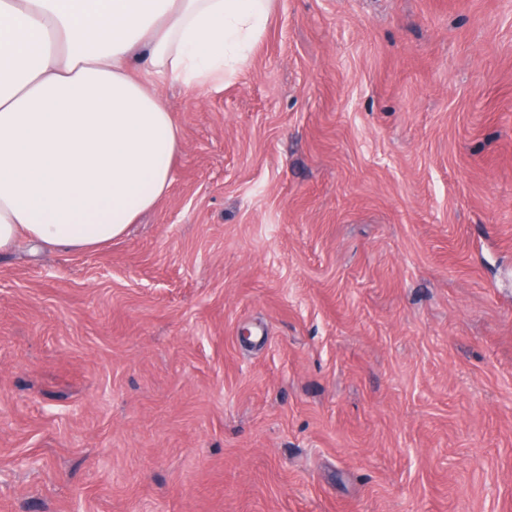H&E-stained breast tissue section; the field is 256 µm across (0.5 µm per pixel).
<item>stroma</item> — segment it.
I'll return each mask as SVG.
<instances>
[{
  "mask_svg": "<svg viewBox=\"0 0 512 512\" xmlns=\"http://www.w3.org/2000/svg\"><path fill=\"white\" fill-rule=\"evenodd\" d=\"M169 193L0 259V512H512V0H275Z\"/></svg>",
  "mask_w": 512,
  "mask_h": 512,
  "instance_id": "obj_1",
  "label": "stroma"
}]
</instances>
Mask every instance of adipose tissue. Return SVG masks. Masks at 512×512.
I'll return each instance as SVG.
<instances>
[{
	"label": "adipose tissue",
	"instance_id": "obj_1",
	"mask_svg": "<svg viewBox=\"0 0 512 512\" xmlns=\"http://www.w3.org/2000/svg\"><path fill=\"white\" fill-rule=\"evenodd\" d=\"M272 0H0V254L93 251L169 191L181 149L144 79L246 65Z\"/></svg>",
	"mask_w": 512,
	"mask_h": 512
}]
</instances>
